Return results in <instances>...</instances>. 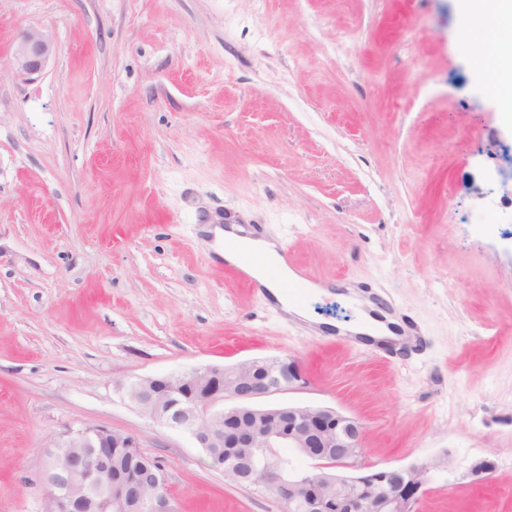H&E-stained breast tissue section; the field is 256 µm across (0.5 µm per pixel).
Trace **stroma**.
<instances>
[{
    "label": "stroma",
    "instance_id": "35a3bbf8",
    "mask_svg": "<svg viewBox=\"0 0 512 512\" xmlns=\"http://www.w3.org/2000/svg\"><path fill=\"white\" fill-rule=\"evenodd\" d=\"M459 21L457 0H0V512H41L69 426L133 435L177 512H280L119 385L286 355L306 386L272 403L358 418L367 465L443 462L419 512H512V125ZM27 27L54 45L32 76ZM228 220L325 283L307 320L209 248ZM354 290L419 342L314 333ZM50 38L38 28H27L20 32L14 59L17 69L28 75L40 73L53 54Z\"/></svg>",
    "mask_w": 512,
    "mask_h": 512
}]
</instances>
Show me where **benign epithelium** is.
<instances>
[{
  "mask_svg": "<svg viewBox=\"0 0 512 512\" xmlns=\"http://www.w3.org/2000/svg\"><path fill=\"white\" fill-rule=\"evenodd\" d=\"M53 50L42 30L24 29L14 50L16 67L38 74ZM305 384L299 361L284 356L139 378L122 391L142 414L188 434L198 448L248 449L247 467L230 470L234 482L272 492L280 512L294 506L304 512H418L430 466H366L363 424L331 407L255 404ZM227 400L232 405H224ZM136 447L133 436L110 429L67 428L45 450L44 512H176L159 462L112 481V449ZM281 448L325 455L333 463L298 469Z\"/></svg>",
  "mask_w": 512,
  "mask_h": 512,
  "instance_id": "1",
  "label": "benign epithelium"
}]
</instances>
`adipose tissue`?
<instances>
[{"mask_svg":"<svg viewBox=\"0 0 512 512\" xmlns=\"http://www.w3.org/2000/svg\"><path fill=\"white\" fill-rule=\"evenodd\" d=\"M463 18L476 22V61L481 71L495 81L503 114L512 113V0H460ZM215 248L229 265L243 269L267 288L283 311L292 306L282 292V283L291 275L275 241L240 238L222 228H213ZM277 277H270V270Z\"/></svg>","mask_w":512,"mask_h":512,"instance_id":"ef3b65f1","label":"adipose tissue"}]
</instances>
